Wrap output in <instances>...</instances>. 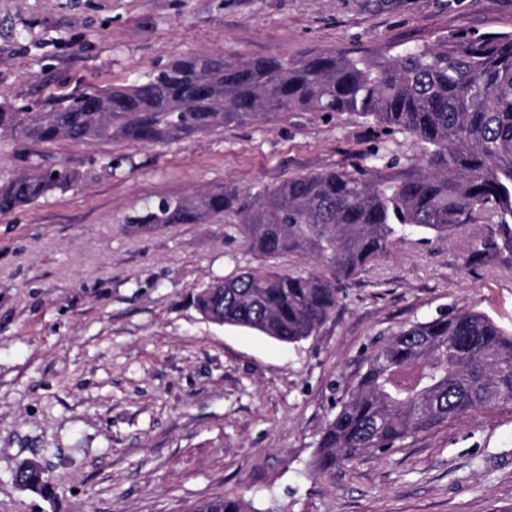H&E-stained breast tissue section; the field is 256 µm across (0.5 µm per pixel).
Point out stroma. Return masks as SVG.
Masks as SVG:
<instances>
[{
  "label": "stroma",
  "mask_w": 512,
  "mask_h": 512,
  "mask_svg": "<svg viewBox=\"0 0 512 512\" xmlns=\"http://www.w3.org/2000/svg\"><path fill=\"white\" fill-rule=\"evenodd\" d=\"M512 32V0H0V106L61 108L189 54L340 49L392 55ZM394 158L416 139L355 112L272 114L155 144H18L0 180L76 183L0 214V512H512V404L466 414L326 476L310 463L363 359L393 332L461 309L512 330V251L471 261L496 225L400 244L352 281L317 336L288 345L219 325L197 289L254 264L233 225L133 223L164 198ZM37 462L52 498L18 488ZM247 508L239 497L218 496L197 503L191 512H247Z\"/></svg>",
  "instance_id": "obj_1"
}]
</instances>
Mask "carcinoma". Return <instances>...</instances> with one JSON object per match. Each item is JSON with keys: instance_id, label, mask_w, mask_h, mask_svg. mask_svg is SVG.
Instances as JSON below:
<instances>
[{"instance_id": "1", "label": "carcinoma", "mask_w": 512, "mask_h": 512, "mask_svg": "<svg viewBox=\"0 0 512 512\" xmlns=\"http://www.w3.org/2000/svg\"><path fill=\"white\" fill-rule=\"evenodd\" d=\"M357 112L422 146L408 178L372 179L359 166L290 177L273 188L236 187L163 199L136 224H234L260 259L202 285L193 304L206 319L288 344L317 335L345 286L395 244L492 223L486 260L512 248V32L455 34L392 56L341 50L298 58L224 55L176 58L157 73L107 92L92 89L62 109L6 112L0 132L20 142L160 143L272 112ZM65 169L19 173L0 183V213L67 189ZM309 254L315 267L283 272L268 263ZM512 403V332L490 316L460 311L417 322L370 352L322 430L311 469L328 475L365 455H384L410 437L477 408ZM29 490L51 495L41 469ZM218 496L191 512H247Z\"/></svg>"}]
</instances>
